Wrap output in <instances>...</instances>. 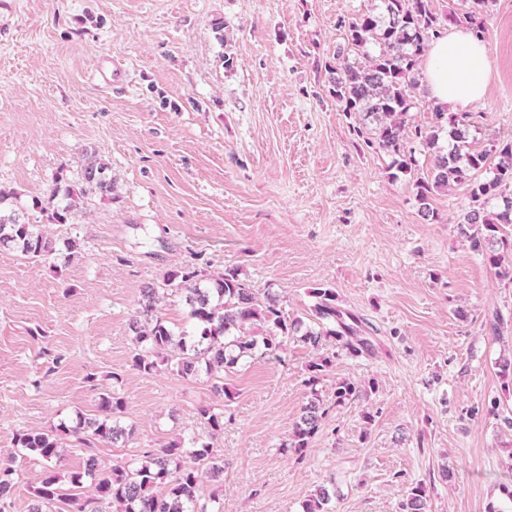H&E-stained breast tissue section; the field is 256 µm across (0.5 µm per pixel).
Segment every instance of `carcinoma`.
Returning a JSON list of instances; mask_svg holds the SVG:
<instances>
[{
  "label": "carcinoma",
  "instance_id": "carcinoma-1",
  "mask_svg": "<svg viewBox=\"0 0 512 512\" xmlns=\"http://www.w3.org/2000/svg\"><path fill=\"white\" fill-rule=\"evenodd\" d=\"M382 12H367L342 21L347 42L354 58H344L336 64L330 96L343 111L361 119L357 135L367 143L392 157V165L408 171L416 163L414 155L404 151L408 136V114L411 109L410 90L418 86L419 63L425 44L443 33L445 23L464 25L481 38L483 17L489 0H469L467 11H449L438 15L432 0H381ZM366 56L361 62L357 55ZM435 124L414 129V137L423 148L436 151L432 179L416 183L421 200L434 190L453 183L470 187L468 207L458 223L461 233L470 239L476 250L491 249L499 242L502 227L512 225V141L497 144L488 150L470 148L469 113L434 110ZM448 129L450 144L447 151L437 149L439 134ZM107 166L90 155L82 167L83 187L62 185L53 181L50 196L64 193L66 204L46 213L51 224H67L76 214L87 191L103 196L112 195V179ZM489 174L480 180L483 174ZM502 198L503 206L489 211L490 201ZM0 247L16 249L29 258L56 259L67 262L77 253L74 240L64 242V249L35 224H28L12 210L0 209ZM203 275L185 268L166 274V283L186 293L189 317L194 330L177 332L164 320L152 316L158 298L156 289L143 291L142 313L145 322L133 321L134 354L132 366L144 375L158 367L157 358L166 354L175 362L177 372L191 376L200 367L209 371L233 368L251 358L261 349L276 354L283 339L299 336L313 346L322 339L334 337L346 349L358 353L368 344L357 336V329L343 319L330 290L318 292L313 316L322 323L319 328H302L303 321H288L276 297L259 296L243 279L238 270L229 268L224 275L201 285ZM258 324L266 328L262 341L245 334L246 327ZM330 365V359L319 358L308 365L307 384L310 394L296 422L287 447L302 452L319 431L325 409L316 390L319 374ZM103 416L90 423L80 420L72 428L45 432L17 433L16 446L25 448L44 462L46 476L33 490L31 512H221L211 511L198 503V490L206 475L218 480L224 473L221 449L197 440L185 446L172 442L155 451L144 453L133 463L114 465L103 470L97 445L111 444L126 434L123 417L126 402L116 391L101 397ZM70 432L78 437L87 450L85 471L67 476L68 487L62 486L60 436ZM16 470L9 464L0 465V502H4L14 487ZM94 481V493L80 492L84 478ZM427 490L417 484L407 490L403 512H425ZM329 500L327 490L320 488L303 503L302 512H325Z\"/></svg>",
  "mask_w": 512,
  "mask_h": 512
}]
</instances>
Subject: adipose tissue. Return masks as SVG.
<instances>
[{
    "label": "adipose tissue",
    "mask_w": 512,
    "mask_h": 512,
    "mask_svg": "<svg viewBox=\"0 0 512 512\" xmlns=\"http://www.w3.org/2000/svg\"><path fill=\"white\" fill-rule=\"evenodd\" d=\"M423 80L440 111L461 110L481 100L490 80V64L481 39L463 28L431 42L422 64Z\"/></svg>",
    "instance_id": "1"
}]
</instances>
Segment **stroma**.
Segmentation results:
<instances>
[{"label":"stroma","instance_id":"stroma-1","mask_svg":"<svg viewBox=\"0 0 512 512\" xmlns=\"http://www.w3.org/2000/svg\"><path fill=\"white\" fill-rule=\"evenodd\" d=\"M380 0H0V189L8 208L57 243L80 248L63 270L0 249V462L17 474L6 512H29L40 459L20 431L100 417L102 394L126 400L129 436L99 446L110 465L181 438L224 455L223 512H302L326 486L332 512H401L408 488L427 512H512V249L501 266L458 222L466 186L415 184L432 151L401 172L359 138L329 95L350 48L343 19ZM484 42L492 74L472 104L470 143L512 140V0H491ZM121 60L122 85L93 76ZM108 166L111 196L90 192L73 220L47 223L54 178L80 184L82 160ZM193 267L238 269L312 326L314 289L361 320L368 351L291 337L275 355L223 371L133 369L129 329L143 288L156 313L189 327L183 294L163 283ZM499 330H491L493 317ZM327 414L303 455L287 443L306 402L308 366ZM95 375L88 383L87 375ZM361 392L336 404V385ZM224 415L215 432L199 410Z\"/></svg>","mask_w":512,"mask_h":512}]
</instances>
